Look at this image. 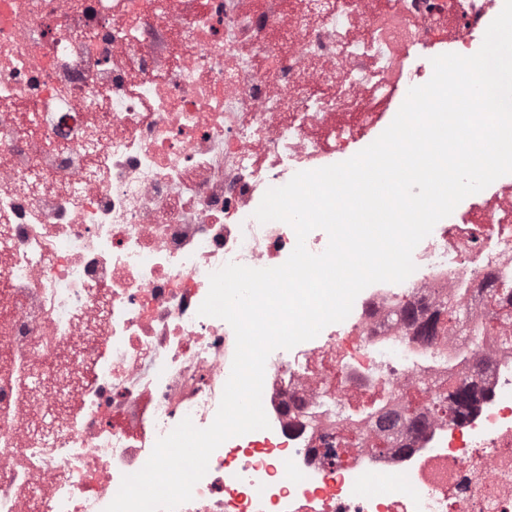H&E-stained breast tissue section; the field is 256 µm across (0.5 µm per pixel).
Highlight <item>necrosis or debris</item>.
Returning a JSON list of instances; mask_svg holds the SVG:
<instances>
[{
    "label": "necrosis or debris",
    "instance_id": "obj_1",
    "mask_svg": "<svg viewBox=\"0 0 512 512\" xmlns=\"http://www.w3.org/2000/svg\"><path fill=\"white\" fill-rule=\"evenodd\" d=\"M0 0V512H103L235 353L198 315L227 263L283 264L265 192L372 142L431 42L470 55L501 0ZM466 197L350 315L265 365L258 438L225 441L177 512H512V174ZM452 301L478 344L418 323ZM415 319L402 318L404 306ZM480 391L463 419L429 414ZM371 397L361 413L351 395ZM414 400L420 425L373 443ZM377 491H368L366 481ZM471 399L467 389L461 388L449 398L436 395L431 399L429 406L435 413L444 414L445 410H448V417L458 419L469 407Z\"/></svg>",
    "mask_w": 512,
    "mask_h": 512
}]
</instances>
